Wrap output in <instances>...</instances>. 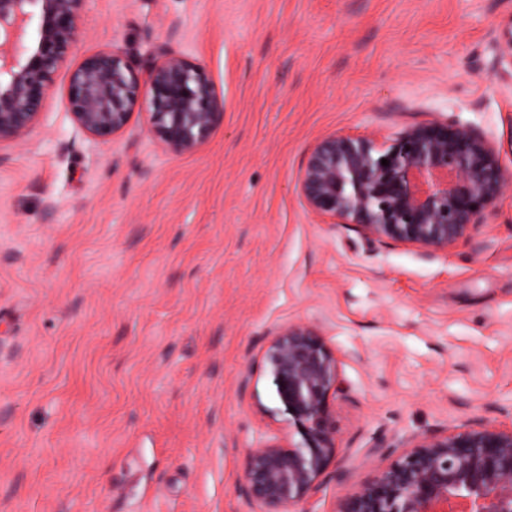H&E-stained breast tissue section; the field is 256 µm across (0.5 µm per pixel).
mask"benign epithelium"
I'll use <instances>...</instances> for the list:
<instances>
[{"label": "benign epithelium", "instance_id": "1", "mask_svg": "<svg viewBox=\"0 0 512 512\" xmlns=\"http://www.w3.org/2000/svg\"><path fill=\"white\" fill-rule=\"evenodd\" d=\"M86 2L0 0V47L37 19L29 46L0 54V144L23 141L38 124L56 74L77 49ZM495 45L500 63L512 66V20ZM142 91L150 132L169 152L198 151L223 123L224 100L179 49L165 51L143 78L114 48L84 57L69 70L65 108L79 130L106 141L127 130ZM511 179L483 135L431 120L384 142L373 134L322 138L307 157L298 192L318 216L430 254L464 238ZM263 359L277 411L298 439L253 449L243 489L256 512H291L319 490L336 453L329 400L338 392V358L315 328L287 324ZM451 506L512 512V429L484 426L423 438L339 512H449Z\"/></svg>", "mask_w": 512, "mask_h": 512}]
</instances>
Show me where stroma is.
<instances>
[{
  "instance_id": "35a3bbf8",
  "label": "stroma",
  "mask_w": 512,
  "mask_h": 512,
  "mask_svg": "<svg viewBox=\"0 0 512 512\" xmlns=\"http://www.w3.org/2000/svg\"><path fill=\"white\" fill-rule=\"evenodd\" d=\"M512 0H88L72 63L188 49L224 101L190 155L135 107L94 141L66 72L0 145V512H252L247 454L288 436L262 352L339 358L336 454L296 512H339L423 437L512 428V187L433 255L310 212L332 134L477 130L512 172Z\"/></svg>"
}]
</instances>
